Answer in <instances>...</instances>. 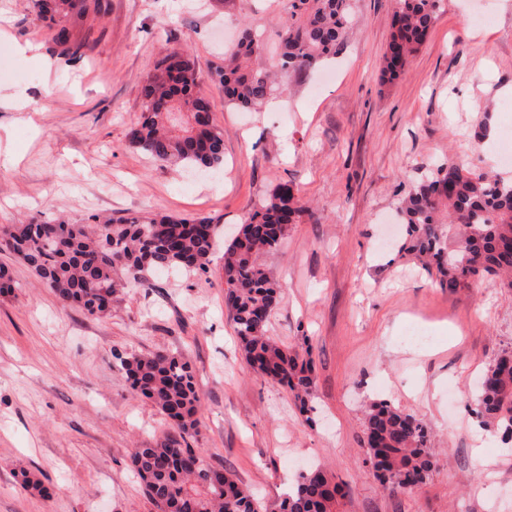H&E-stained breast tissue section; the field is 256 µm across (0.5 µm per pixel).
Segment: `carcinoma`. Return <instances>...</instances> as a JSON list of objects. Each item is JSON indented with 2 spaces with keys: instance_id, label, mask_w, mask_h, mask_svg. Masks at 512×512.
Instances as JSON below:
<instances>
[{
  "instance_id": "obj_1",
  "label": "carcinoma",
  "mask_w": 512,
  "mask_h": 512,
  "mask_svg": "<svg viewBox=\"0 0 512 512\" xmlns=\"http://www.w3.org/2000/svg\"><path fill=\"white\" fill-rule=\"evenodd\" d=\"M441 0H396L383 73L395 77L410 62L436 22ZM52 24V43L74 59L85 43L74 39L69 19L84 17L85 0H31ZM353 0H287L280 20L277 68L304 71L336 55L348 37ZM224 100L257 109L286 87L262 64L258 28L245 29L234 51L211 75ZM144 112L131 128L129 147L177 169L224 167L223 132L214 123L188 48L168 47L141 87ZM406 224L402 249L435 265L450 290L474 277L498 278L512 292V180L474 174L452 162L431 170L401 201ZM313 218L293 189L280 184L254 206L237 236L224 245V306L246 364L266 382L287 390L299 410L312 405V360L267 335L280 285L257 262L275 250L288 225ZM208 216L168 215L87 222H37L0 226V247L13 253L64 305L99 317L112 309L116 289L151 288L169 271L206 274L219 235ZM132 387L150 400L179 436L197 433L201 396L182 358L166 351L116 355ZM487 429L512 441V349L488 367L475 401ZM367 461L384 486L412 489L436 470L430 435L420 420L386 400L371 403L362 420ZM131 463L159 512H335L341 487L321 468L299 473L288 496L267 503L228 471L206 462L201 448L177 439L135 448Z\"/></svg>"
}]
</instances>
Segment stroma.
I'll list each match as a JSON object with an SVG mask.
<instances>
[{
    "label": "stroma",
    "instance_id": "35a3bbf8",
    "mask_svg": "<svg viewBox=\"0 0 512 512\" xmlns=\"http://www.w3.org/2000/svg\"><path fill=\"white\" fill-rule=\"evenodd\" d=\"M72 19L76 61L55 51L30 0H0V225L147 213L202 214L234 236L280 183L314 213L259 263L281 286L269 333L309 349L313 416L257 379L224 311L222 262L205 275L127 288L100 318L66 307L14 255L0 293V512H156L131 453L173 436L117 357L184 355L201 394L193 447L262 500L319 467L345 495L337 512H512V442L474 417L478 379L512 345V295L489 276L456 290L402 251L398 213L427 168L452 160L512 178V0H442L425 42L395 79L381 71L395 0H355L335 58L282 77L262 111L225 104L211 83L244 23L275 65L286 0H87ZM192 49L224 167L192 177L128 145L140 87L164 48ZM431 341L407 342L413 328ZM390 401L430 430L436 470L410 490L365 465L362 410ZM40 480V491L23 485Z\"/></svg>",
    "mask_w": 512,
    "mask_h": 512
}]
</instances>
